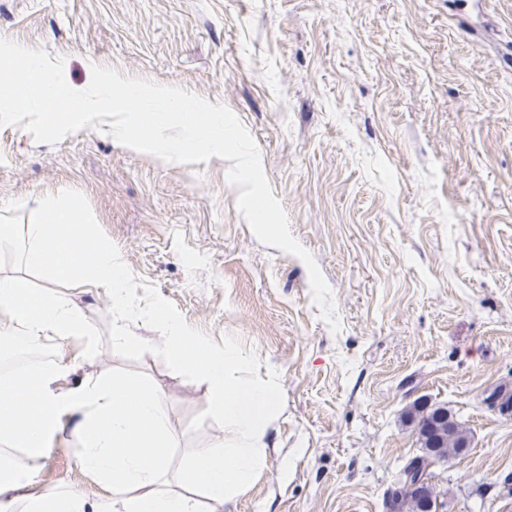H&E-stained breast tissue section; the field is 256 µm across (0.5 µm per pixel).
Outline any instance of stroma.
I'll return each instance as SVG.
<instances>
[{"mask_svg":"<svg viewBox=\"0 0 512 512\" xmlns=\"http://www.w3.org/2000/svg\"><path fill=\"white\" fill-rule=\"evenodd\" d=\"M0 38L222 103L255 139L302 260L264 245L237 208L230 161L167 163L91 128L56 144L0 125V204L84 194L124 263L214 341L235 336L275 376L271 447L224 512H387L420 448L403 413L451 408L466 455L433 466L442 512H512V0H0ZM94 327L71 340L65 390L125 374L160 387L189 448L223 437L206 383L110 348L100 288L48 285ZM38 488L98 499L71 445L44 452Z\"/></svg>","mask_w":512,"mask_h":512,"instance_id":"obj_1","label":"stroma"}]
</instances>
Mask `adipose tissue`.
Returning <instances> with one entry per match:
<instances>
[{"label":"adipose tissue","mask_w":512,"mask_h":512,"mask_svg":"<svg viewBox=\"0 0 512 512\" xmlns=\"http://www.w3.org/2000/svg\"><path fill=\"white\" fill-rule=\"evenodd\" d=\"M25 329L32 337L91 339L81 310L48 290L36 291L19 276H0V335ZM164 355L185 363L210 391L208 413L224 423L223 438L187 453L180 471L169 469L178 439L169 428L164 391L131 377L87 379L62 390L58 379L71 362L0 380V452L24 449L25 475L0 463V512H223L252 484L267 454L277 409L273 382L241 374L243 355L232 343L213 350L176 317L164 322ZM68 439L79 465L106 491L89 501L75 490L30 494L44 448Z\"/></svg>","instance_id":"obj_1"}]
</instances>
